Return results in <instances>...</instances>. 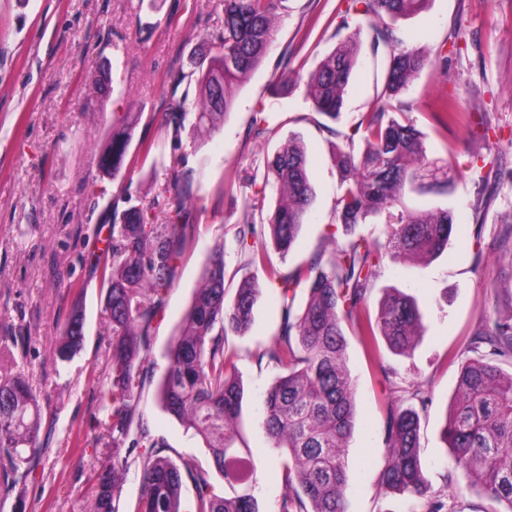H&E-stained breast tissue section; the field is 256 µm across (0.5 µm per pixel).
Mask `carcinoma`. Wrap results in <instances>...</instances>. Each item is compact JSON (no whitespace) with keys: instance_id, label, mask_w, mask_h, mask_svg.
Returning <instances> with one entry per match:
<instances>
[{"instance_id":"carcinoma-1","label":"carcinoma","mask_w":512,"mask_h":512,"mask_svg":"<svg viewBox=\"0 0 512 512\" xmlns=\"http://www.w3.org/2000/svg\"><path fill=\"white\" fill-rule=\"evenodd\" d=\"M427 0H351V9L367 27L341 40L335 49L303 76L287 74L284 82L305 85L313 109L332 120L357 64L362 31L373 50L384 49L385 80L379 105L362 115L356 131L364 148L355 150L346 137L332 159L341 175L330 225H342L345 238L328 236L311 260L290 272L280 271L268 254L248 243L257 228L268 229L283 256L293 247L314 197L303 143L291 138L272 157L263 186L279 197L268 224L256 225L246 215L236 240L250 265H262L277 282L280 312L275 341L258 352L280 369L263 396V425L280 457L284 494L278 512H348L349 472L346 451L356 427L355 384L347 366L344 325L361 336L367 353L380 361L378 337L390 350L408 355L423 336L415 301L397 288L386 290L376 315L369 313L370 290L383 259L429 261L448 247L454 215L451 209L429 211L409 207L410 194L449 193L448 172L431 168L423 133L394 104L430 62L423 51L400 47L392 22L423 9ZM281 0H224V30L210 36L207 50L190 59L191 70L175 84L195 82L189 93L171 98L162 115L165 134L178 145L193 147L219 129L233 105V88L262 64L273 40ZM142 113L128 112L112 130L99 159L106 175L117 176L129 152L131 133ZM270 122L265 108L253 112L251 131L265 137ZM188 139L182 140L183 133ZM182 158L172 157L165 186L167 209L161 215L135 205L112 207V240L98 257L96 269L105 288V310L111 324L109 369L103 378L110 408L95 421L94 442L109 450L97 468L88 495L90 512H181L184 479L195 488V512H260L253 490L259 467L240 436L243 390L236 375L237 354L226 347L230 333L251 326L260 294L258 281L245 277L232 298H226L224 243L218 242L204 262L192 303L173 337L156 396L163 408L199 435L224 494L216 492L212 473L200 467H179L166 455L165 439L144 421L140 401L157 363L150 338L160 321L165 296L178 262L194 240L190 223V175ZM386 226L385 240L353 236L368 217ZM306 298L295 308L298 288ZM84 315L75 309L56 343V359L71 361L82 349ZM476 352L462 361L456 392L442 435L456 468L476 494L504 504L512 512V373L497 361L512 359V315L497 318L475 337ZM489 346L480 351V344ZM39 394L23 377L0 378V490L25 481L38 448ZM418 411L388 406L384 422L385 464L378 485L384 495H405L423 512H454L445 490L432 487L419 454ZM140 471L133 510L122 500L131 469Z\"/></svg>"}]
</instances>
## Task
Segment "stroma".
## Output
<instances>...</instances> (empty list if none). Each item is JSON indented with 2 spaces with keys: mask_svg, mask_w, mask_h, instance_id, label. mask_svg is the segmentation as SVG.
<instances>
[{
  "mask_svg": "<svg viewBox=\"0 0 512 512\" xmlns=\"http://www.w3.org/2000/svg\"><path fill=\"white\" fill-rule=\"evenodd\" d=\"M348 0H284L274 40L261 66L234 89V103L212 136L186 150L197 206L196 238L180 260L151 336L152 355L165 352L190 306L215 242L224 244L225 286L255 276L261 295L254 322L243 336L228 335L238 354L243 386L241 433L260 465L255 496L261 512H277L284 492L279 462L262 425V399L279 370L256 354L277 334L274 285L261 266L247 264L236 232L253 203L267 157L289 138L307 151L315 190L309 217L288 255L271 252L287 272L324 244L340 174L331 160L338 134L353 133L373 111L384 83L381 59L363 39L358 63L336 122L314 112L300 86L281 75L309 72L341 38L338 26L360 18ZM464 37L453 34L456 23ZM224 0H0V341H8L22 372L41 388L39 454L23 493L0 494V512H88L86 489L98 466L93 418L105 397L110 323L101 280L92 260L106 248L112 201L131 195L149 207L165 182L172 148L142 155L140 144L161 139L174 78L207 34L222 32ZM405 48L443 50L446 68L427 65L402 96V110L425 134L432 167L453 168L451 194L414 197L420 209L451 208L447 249L425 266L385 261L370 291L377 308L386 289L411 295L424 335L411 355L380 345L382 366L370 361L354 329H347L348 368L356 385L357 427L349 443V512H418V502L379 492L383 425L388 404L408 405L412 384L423 383L428 405L420 412V458L436 489H447L460 512H491L492 502L452 473L441 438L469 340L488 319L512 313V244L502 245L501 218L512 211V183L498 180L483 158L512 168V0H428L394 24ZM459 119L442 127L434 114L440 99ZM270 108L275 129L255 139L250 119ZM137 112L141 120L117 177L104 175L98 158L114 119ZM85 312L83 348L67 364L55 360L60 329L72 309ZM390 376H383V368ZM148 384L141 408L150 428L164 437L177 466L211 468L200 436L170 416Z\"/></svg>",
  "mask_w": 512,
  "mask_h": 512,
  "instance_id": "1",
  "label": "stroma"
}]
</instances>
